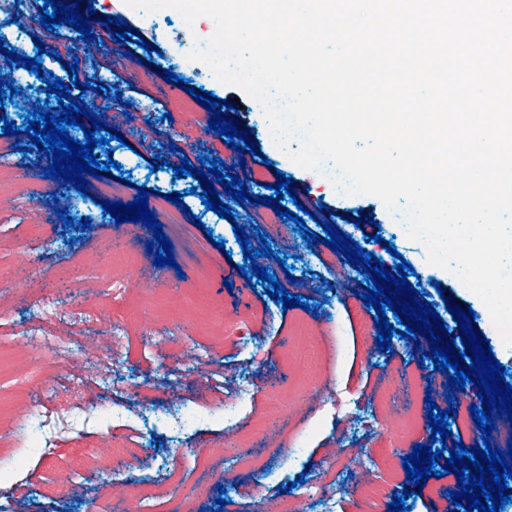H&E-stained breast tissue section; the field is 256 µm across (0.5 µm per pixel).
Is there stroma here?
<instances>
[{"label":"stroma","mask_w":512,"mask_h":512,"mask_svg":"<svg viewBox=\"0 0 512 512\" xmlns=\"http://www.w3.org/2000/svg\"><path fill=\"white\" fill-rule=\"evenodd\" d=\"M16 0H0V37L6 48L35 57L39 48L50 51L42 64L63 81L80 84L123 81L129 89L147 87L155 102L135 112L125 110L124 98H115L111 112L100 111L106 94H98L87 111L106 126L121 131L123 141L96 147L98 161L113 159L122 166V180L108 175L89 178L84 192L64 185L62 179H41L42 189L14 203L0 202V326L15 330L33 324L35 294L46 287L53 295L57 328L70 340L60 358L35 363L31 350L11 341L0 354V448L20 435L16 412L38 413L65 407L68 429L42 426L25 442L14 460L0 473L17 482L15 494H0V512H113L118 501L144 502L148 512H277L283 500L293 501L296 512H359V498L367 487L362 477L370 464L393 469L387 491L374 495V512H389L394 493L408 480L403 458L415 445L431 437L429 403L439 410L450 404H478V389L447 387L448 374L433 363H421L428 341L414 335H393L389 351L370 343L376 335V311L357 298L362 280L344 254L324 244L303 240L291 221L280 219L272 208L257 204L276 172L291 178L297 198H284V207L302 202L313 213L309 229L318 222L351 235L368 254L381 259L390 272L408 262L421 282L420 290L432 309L447 323L452 337L460 329L447 308L454 301L472 308L478 330L507 371L512 384V348L507 347L486 306L449 270L429 264L427 250L400 230V215L368 195H341L320 172L302 169L267 137L268 121L253 98L237 87L217 81L200 63L188 60L194 48L184 37L185 21L171 9L146 13L123 0H91L102 20L92 23L93 40H84L70 25L42 31L32 38L28 28L14 24ZM120 17L138 29L156 50L151 55L116 42L105 17ZM120 51L114 70L97 68L88 53ZM78 61L77 73L66 64ZM181 77L186 92L165 95L159 70ZM21 93L0 104V115L17 127L36 100H47L56 110L45 83L34 71L9 64L6 71ZM214 93L226 101H239L236 115L245 124L260 155L240 156L222 137L209 130L210 111L188 93L189 87ZM216 151L238 179L247 183L253 202L234 204L223 219L193 193L196 178L175 177L182 158L197 161L204 150ZM163 159L153 169V159ZM152 188L148 208L162 224L173 245L175 266H155L147 244L153 231L142 223L115 224L104 214L102 201H134L139 186ZM179 195V203L159 207L160 195ZM91 223L81 228L64 225L58 210ZM372 222H358L360 212ZM39 221L38 235L27 229ZM242 226L253 248L270 244L273 254L256 258L259 267L284 280L282 264L293 261L295 280L287 294L310 299L308 309L283 308L267 294L268 283H248L241 267L244 255L233 232ZM382 243H375V236ZM392 243L395 253L386 252ZM244 319L245 335L225 339L221 320ZM156 321L167 329L155 338L147 327ZM126 322L121 358L112 354V325ZM313 330L320 344L318 386L297 380L289 357L299 345V328ZM418 374V385L403 394L399 374ZM293 393L288 413L269 427L261 417L270 398ZM238 396L234 415L224 412V400ZM186 409V425L176 420ZM413 417L419 427L412 442L399 450L386 442L396 423ZM252 429L248 452L258 467L237 464V447L244 429ZM130 442L123 465L112 454L113 435ZM93 437L92 454L78 458L73 450ZM209 456L207 468L194 466L195 451ZM73 473L68 494L54 487L60 476ZM226 498L218 506V498Z\"/></svg>","instance_id":"obj_1"}]
</instances>
